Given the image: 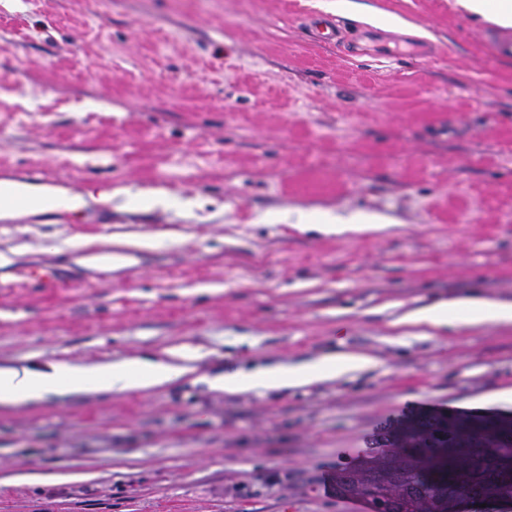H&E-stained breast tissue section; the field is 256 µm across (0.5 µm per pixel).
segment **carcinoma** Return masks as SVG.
Returning a JSON list of instances; mask_svg holds the SVG:
<instances>
[{
	"label": "carcinoma",
	"mask_w": 512,
	"mask_h": 512,
	"mask_svg": "<svg viewBox=\"0 0 512 512\" xmlns=\"http://www.w3.org/2000/svg\"><path fill=\"white\" fill-rule=\"evenodd\" d=\"M378 451L338 477L340 491L370 501L374 512H443L447 490L432 478L434 461L448 451L464 461L456 482L492 495L512 496L499 460L512 458V429L495 415H422L380 434Z\"/></svg>",
	"instance_id": "1"
}]
</instances>
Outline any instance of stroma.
I'll use <instances>...</instances> for the list:
<instances>
[{"mask_svg": "<svg viewBox=\"0 0 512 512\" xmlns=\"http://www.w3.org/2000/svg\"><path fill=\"white\" fill-rule=\"evenodd\" d=\"M325 2L0 0V164L112 196L95 225L0 217V368H186L0 406V512H359L324 481L384 427L512 414L495 398L512 325L407 320L512 303V58L455 0H366L405 29ZM40 264L54 294L25 277ZM329 353L375 365L281 391L207 384ZM407 320L433 328L452 327L459 320L471 325L512 324V304L492 302L478 296L439 301L415 311Z\"/></svg>", "mask_w": 512, "mask_h": 512, "instance_id": "obj_1", "label": "stroma"}]
</instances>
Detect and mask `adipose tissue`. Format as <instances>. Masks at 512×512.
<instances>
[{
  "label": "adipose tissue",
  "instance_id": "obj_1",
  "mask_svg": "<svg viewBox=\"0 0 512 512\" xmlns=\"http://www.w3.org/2000/svg\"><path fill=\"white\" fill-rule=\"evenodd\" d=\"M409 320L433 328L451 327L461 320L472 325L512 324V304L478 296L439 301L410 314ZM371 364V358L365 356L330 354L312 362L269 363L220 373L210 378L209 385L228 394L297 388L359 371ZM182 372L178 365L147 357L96 366L65 362L43 366L21 364L0 369V405H37L52 396L152 388L172 382Z\"/></svg>",
  "mask_w": 512,
  "mask_h": 512
}]
</instances>
